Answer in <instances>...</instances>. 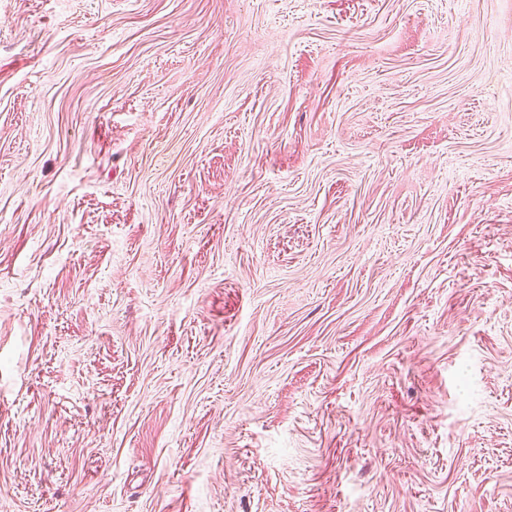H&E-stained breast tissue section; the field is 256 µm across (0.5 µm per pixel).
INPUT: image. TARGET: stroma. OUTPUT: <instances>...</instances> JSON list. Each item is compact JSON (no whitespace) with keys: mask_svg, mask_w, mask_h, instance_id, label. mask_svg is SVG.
Segmentation results:
<instances>
[{"mask_svg":"<svg viewBox=\"0 0 512 512\" xmlns=\"http://www.w3.org/2000/svg\"><path fill=\"white\" fill-rule=\"evenodd\" d=\"M0 512H512V0H0Z\"/></svg>","mask_w":512,"mask_h":512,"instance_id":"stroma-1","label":"stroma"}]
</instances>
